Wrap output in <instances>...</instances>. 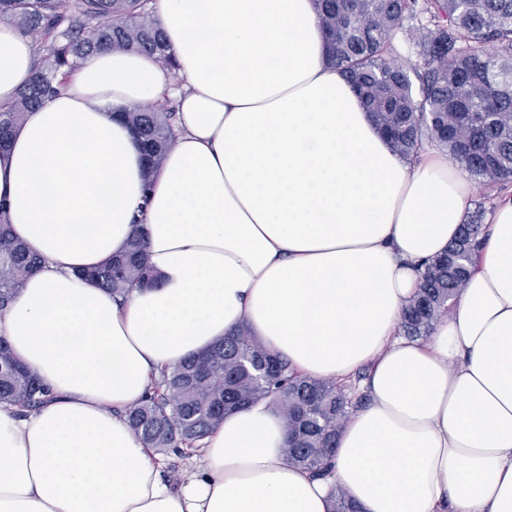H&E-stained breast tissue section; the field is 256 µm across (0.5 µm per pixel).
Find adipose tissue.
<instances>
[{"label": "adipose tissue", "instance_id": "1", "mask_svg": "<svg viewBox=\"0 0 512 512\" xmlns=\"http://www.w3.org/2000/svg\"><path fill=\"white\" fill-rule=\"evenodd\" d=\"M174 65L103 50L0 149V219L43 260L0 336L51 390L0 405V512H512V196L427 339L401 338L425 264L470 205L434 149L395 153L328 57L314 0H155ZM36 47L0 23V105ZM175 98L154 175L124 112ZM147 228L154 288L78 278ZM245 324L298 374L367 403L330 478L290 465L281 413L226 415L178 481L123 413L159 371Z\"/></svg>", "mask_w": 512, "mask_h": 512}]
</instances>
